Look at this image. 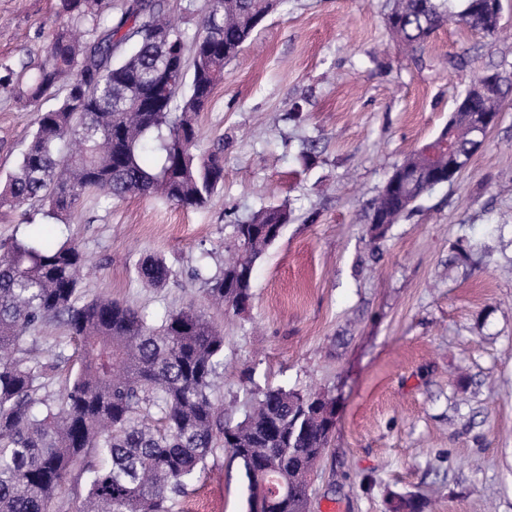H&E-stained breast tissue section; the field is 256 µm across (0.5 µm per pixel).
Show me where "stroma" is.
I'll return each mask as SVG.
<instances>
[{
	"label": "stroma",
	"mask_w": 512,
	"mask_h": 512,
	"mask_svg": "<svg viewBox=\"0 0 512 512\" xmlns=\"http://www.w3.org/2000/svg\"><path fill=\"white\" fill-rule=\"evenodd\" d=\"M386 3L284 0L265 19L196 118L199 150L224 163L205 207L91 192L57 224L31 202L0 208V242L33 224L78 243L93 266L79 300L107 295L150 317L204 310L224 331L225 404L245 407L253 381L332 396L310 512H387L391 496L410 494L426 498L424 512H512V90L464 171L381 240L367 231L371 199L447 125L474 74L512 73V0L506 37L447 25L417 60L391 38ZM58 10L59 0H0V181L38 109L55 104L21 106L6 71L40 63L58 28L89 26ZM459 57L466 66L451 67ZM277 205L291 219L255 263L249 305L208 306L194 268L219 273L236 221ZM155 254L173 275L147 288L137 268ZM246 496L224 451L175 512H246Z\"/></svg>",
	"instance_id": "1"
}]
</instances>
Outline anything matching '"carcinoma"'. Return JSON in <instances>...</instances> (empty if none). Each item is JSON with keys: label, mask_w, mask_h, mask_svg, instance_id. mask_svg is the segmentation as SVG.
<instances>
[{"label": "carcinoma", "mask_w": 512, "mask_h": 512, "mask_svg": "<svg viewBox=\"0 0 512 512\" xmlns=\"http://www.w3.org/2000/svg\"><path fill=\"white\" fill-rule=\"evenodd\" d=\"M101 0H60L68 19H89L80 40L61 28L30 75L21 100L35 103L67 81L66 95L38 113L17 170L0 188V207L37 199L62 220L88 190L111 198L160 196L182 207L207 205L224 183V164L197 149L193 117L206 109L224 66L283 0H211L185 54L186 33L166 17L165 0H126L106 21ZM471 29L500 28L487 0H389V31L415 55L448 19ZM126 45L124 55L114 49ZM495 76L501 95L477 103L501 113L512 76ZM469 123L452 116L437 138L399 167L420 176L370 203L371 238L411 212L435 189L429 168L448 165L432 147L443 137L463 147ZM289 211L264 207L233 225L237 257L218 275L194 270L210 300L233 310L251 299L256 260L280 236ZM87 262L79 245L31 232L0 244V512H54L72 476L77 512H173L177 499L227 448L247 481L254 512L256 479L267 485L263 512H307L310 475L328 448L330 397L268 385L244 418L224 409V334L192 307L150 321L126 304L96 297L75 305ZM139 280L160 288L173 275L158 256L139 265ZM66 317L78 368L64 392L47 391L68 362L66 348L39 357L30 330ZM417 494L395 495L388 512H421Z\"/></svg>", "instance_id": "carcinoma-1"}]
</instances>
